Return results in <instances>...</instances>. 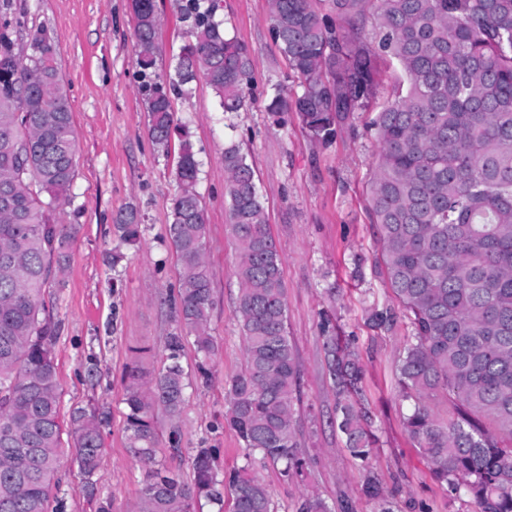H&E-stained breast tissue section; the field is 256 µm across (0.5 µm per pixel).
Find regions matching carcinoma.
Returning a JSON list of instances; mask_svg holds the SVG:
<instances>
[{"mask_svg":"<svg viewBox=\"0 0 512 512\" xmlns=\"http://www.w3.org/2000/svg\"><path fill=\"white\" fill-rule=\"evenodd\" d=\"M221 0H187L192 40L174 66L173 89L200 72L226 113L248 105L253 56L216 20ZM269 0L270 30L299 91L279 89L265 111L278 126L298 114L328 143L341 121L363 110L376 90L378 59L400 66L396 96L373 126L380 154L369 188L381 262L411 328L397 364L403 424L448 492L473 498L480 512H512V0ZM142 76L154 65L155 0H134ZM373 20L374 41L366 37ZM16 31L0 23V512H48L64 447L74 449L86 489L102 462L110 412L88 405L61 410L55 330L44 290L67 261L74 224L53 214L75 178L76 133L56 52L40 32L34 55L16 52ZM148 133L167 156L178 138L179 192L166 225L180 261L170 295L176 327L157 370L134 352L123 372L124 432L145 468L141 512H194L202 499L233 491V512H272L268 487L241 466L219 479L216 449L198 448L188 480L157 460L155 412L180 418L188 376L185 342L205 359L214 297L205 255L210 228L196 190L199 161L165 86L149 85ZM227 229L237 252L239 323L245 365L231 381L227 421L245 448L290 478L304 466L295 429L298 356L288 336L282 259L240 145L224 147ZM124 243L140 240L138 213L117 214ZM336 397L335 423L346 450L362 462L376 443L360 397L362 368L349 343L324 341ZM448 392L456 417L436 419L429 400ZM299 512H329L316 494Z\"/></svg>","mask_w":512,"mask_h":512,"instance_id":"carcinoma-1","label":"carcinoma"}]
</instances>
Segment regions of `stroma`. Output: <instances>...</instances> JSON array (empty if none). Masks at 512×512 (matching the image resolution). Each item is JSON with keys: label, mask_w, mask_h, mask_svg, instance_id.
Wrapping results in <instances>:
<instances>
[{"label": "stroma", "mask_w": 512, "mask_h": 512, "mask_svg": "<svg viewBox=\"0 0 512 512\" xmlns=\"http://www.w3.org/2000/svg\"><path fill=\"white\" fill-rule=\"evenodd\" d=\"M155 78L168 83L175 58L188 41L179 19V0H156ZM227 33L251 49L253 100L248 111L224 114L203 78L173 100L180 125L191 135L200 174L197 190L210 224L207 264L215 305L210 333L216 353L211 379L198 378L194 347L183 366L189 376L179 422L158 415L159 459L191 478L195 449L216 451L225 474L242 465L265 483L275 512H299L317 494L331 512H479L470 497H450L403 426L410 404L402 400L396 366L410 334L405 319L387 329L369 320L372 311L397 306L378 262L368 189L380 145L372 121L390 98L396 68L379 62L378 87L365 110L340 125L335 140L314 138L296 115L273 124L264 110L272 86L295 93L297 82L270 33L267 0H222ZM10 19L18 49L31 55L27 34L42 28L54 42L76 131V172L57 218L78 232L69 261L46 293L56 328L63 410L102 405L111 412L103 463L94 476L112 512H138L145 471L126 448L122 374L134 347L143 363L159 367L166 336L174 328L169 295L178 285L179 262L166 237L173 198L179 191L175 158L164 157L147 131V101L136 64L131 0H12ZM241 145L252 165L270 229L282 259L288 334L299 355L297 439L307 465L301 476L282 478L261 458L245 462L235 432L224 422L231 379L244 364L238 320L236 253L226 224L224 145ZM137 210L144 226L139 242L126 244L113 228L125 208ZM331 315L337 335L350 339L364 368L363 395L373 415L377 444L367 462L344 449L333 419L335 398L327 372L321 322ZM99 375L88 380L90 360ZM181 434L172 454L168 435ZM54 499L63 512H93L86 478L73 455H65ZM375 480L381 496L365 490Z\"/></svg>", "instance_id": "stroma-1"}]
</instances>
